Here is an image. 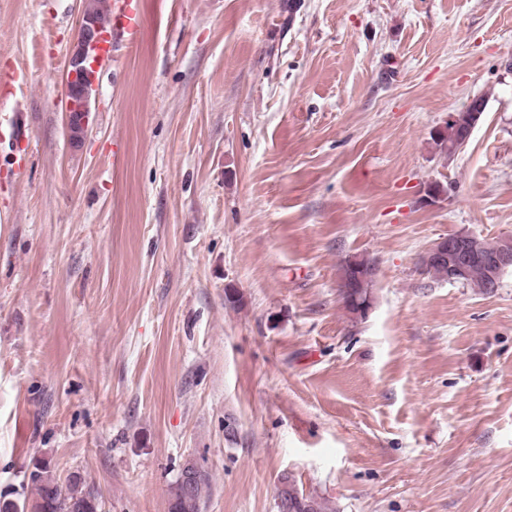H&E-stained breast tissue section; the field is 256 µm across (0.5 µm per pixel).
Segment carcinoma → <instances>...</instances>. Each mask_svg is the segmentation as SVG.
I'll return each mask as SVG.
<instances>
[{
    "mask_svg": "<svg viewBox=\"0 0 512 512\" xmlns=\"http://www.w3.org/2000/svg\"><path fill=\"white\" fill-rule=\"evenodd\" d=\"M475 117L471 107H466L454 113L452 122L448 123L449 133L437 136V146L451 151L456 146V134L469 128ZM487 273L484 266L476 263L470 267L466 286L481 293L488 292L486 288ZM191 470L198 477L195 488V503L187 508L183 506L179 495L180 481H175L171 491L170 512H198V504L203 502L211 488V478L208 472L196 465ZM29 482L32 485V496L28 501L32 503V512H99L98 495L88 489L82 479L73 476L67 483H60L51 470L49 463L38 462L34 464Z\"/></svg>",
    "mask_w": 512,
    "mask_h": 512,
    "instance_id": "1",
    "label": "carcinoma"
}]
</instances>
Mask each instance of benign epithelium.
<instances>
[{
	"label": "benign epithelium",
	"mask_w": 512,
	"mask_h": 512,
	"mask_svg": "<svg viewBox=\"0 0 512 512\" xmlns=\"http://www.w3.org/2000/svg\"><path fill=\"white\" fill-rule=\"evenodd\" d=\"M105 42L98 24L89 16H82L77 43L71 50L65 67V114L68 130L78 125L86 128L84 114L88 112V96L91 81L84 80L83 74L91 64V54ZM474 260L484 261L490 271L488 290L499 287L503 275L512 270V249L503 245L496 237L474 232L448 235L437 239L422 257V265L448 263L445 280L461 283L469 264ZM277 512H295L296 500L292 485L281 481L277 498Z\"/></svg>",
	"instance_id": "obj_1"
}]
</instances>
